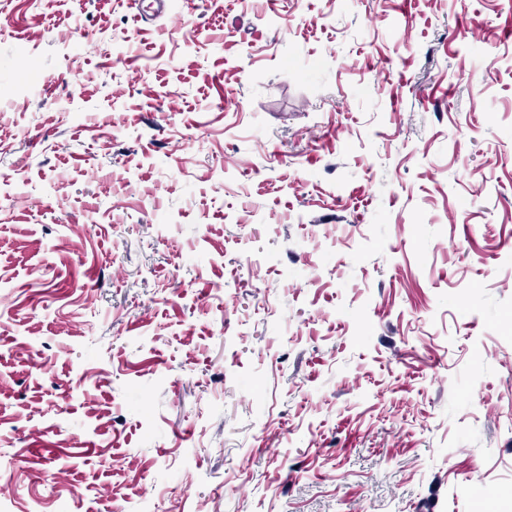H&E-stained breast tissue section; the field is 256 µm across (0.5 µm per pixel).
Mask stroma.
<instances>
[{"mask_svg": "<svg viewBox=\"0 0 512 512\" xmlns=\"http://www.w3.org/2000/svg\"><path fill=\"white\" fill-rule=\"evenodd\" d=\"M0 512H512V0H0Z\"/></svg>", "mask_w": 512, "mask_h": 512, "instance_id": "1", "label": "stroma"}]
</instances>
